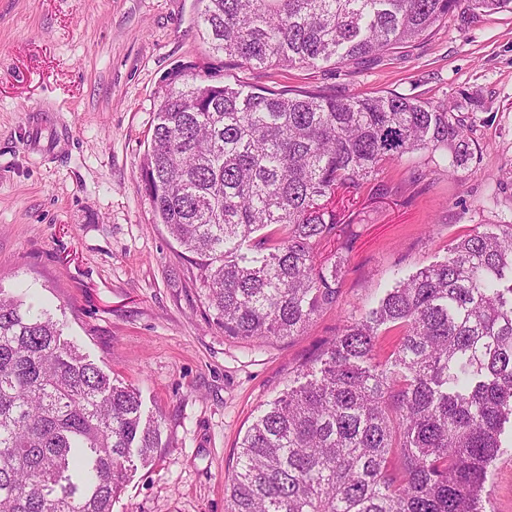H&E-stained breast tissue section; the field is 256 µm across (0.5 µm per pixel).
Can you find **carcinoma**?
Listing matches in <instances>:
<instances>
[{
  "instance_id": "carcinoma-1",
  "label": "carcinoma",
  "mask_w": 512,
  "mask_h": 512,
  "mask_svg": "<svg viewBox=\"0 0 512 512\" xmlns=\"http://www.w3.org/2000/svg\"><path fill=\"white\" fill-rule=\"evenodd\" d=\"M204 40L242 67L380 60L460 0H201ZM478 14L512 0H467ZM140 176L191 255L212 323L259 344L337 304L356 213L385 165L452 174L473 155L464 115L415 96L211 84L176 70ZM345 205L336 207V199ZM334 241V261L320 248ZM400 330L390 360L378 337ZM305 382L266 403L227 478V512H484L512 419V224L473 231L345 318ZM162 422L138 391L0 288V512H112Z\"/></svg>"
}]
</instances>
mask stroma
<instances>
[{
    "mask_svg": "<svg viewBox=\"0 0 512 512\" xmlns=\"http://www.w3.org/2000/svg\"><path fill=\"white\" fill-rule=\"evenodd\" d=\"M199 0H0V287L29 289L106 373L137 389L167 446L112 512H226L224 482L261 406L294 385L351 312L512 221V13L451 11L381 59L236 69L209 51ZM258 88L396 92L462 107L476 150L454 174L388 166L362 197L338 304L264 345L210 325L194 267L140 178L154 105L175 69ZM483 491L512 512V433Z\"/></svg>",
    "mask_w": 512,
    "mask_h": 512,
    "instance_id": "35a3bbf8",
    "label": "stroma"
}]
</instances>
